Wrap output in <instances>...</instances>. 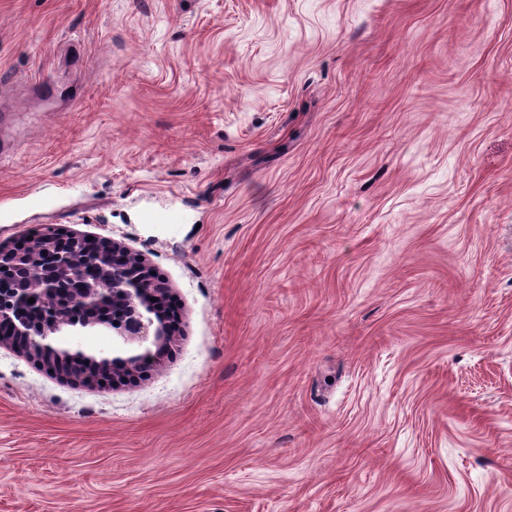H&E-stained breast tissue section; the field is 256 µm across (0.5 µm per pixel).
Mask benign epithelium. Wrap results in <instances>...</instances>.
Segmentation results:
<instances>
[{"instance_id":"obj_1","label":"benign epithelium","mask_w":512,"mask_h":512,"mask_svg":"<svg viewBox=\"0 0 512 512\" xmlns=\"http://www.w3.org/2000/svg\"><path fill=\"white\" fill-rule=\"evenodd\" d=\"M75 278L82 288L68 306L81 317L62 323L43 307L64 299L65 280ZM168 296L169 288L150 266L109 238L90 241L49 226L23 246L0 243V346L71 383L115 386L161 365L180 333L179 319L164 308ZM87 330L112 332V354L59 345L58 337Z\"/></svg>"}]
</instances>
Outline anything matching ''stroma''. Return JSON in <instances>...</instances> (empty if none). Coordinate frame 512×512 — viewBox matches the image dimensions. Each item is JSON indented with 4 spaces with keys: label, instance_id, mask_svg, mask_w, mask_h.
I'll return each instance as SVG.
<instances>
[{
    "label": "stroma",
    "instance_id": "stroma-1",
    "mask_svg": "<svg viewBox=\"0 0 512 512\" xmlns=\"http://www.w3.org/2000/svg\"><path fill=\"white\" fill-rule=\"evenodd\" d=\"M124 243L181 333L0 347V512H512V0H0V242Z\"/></svg>",
    "mask_w": 512,
    "mask_h": 512
}]
</instances>
